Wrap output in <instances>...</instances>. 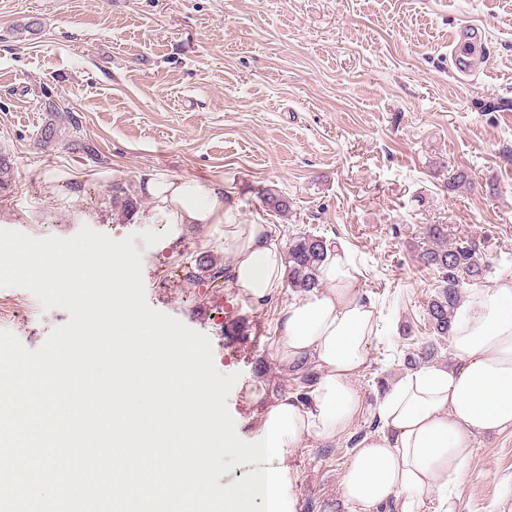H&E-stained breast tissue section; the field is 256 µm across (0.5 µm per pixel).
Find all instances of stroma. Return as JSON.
<instances>
[{
	"label": "stroma",
	"instance_id": "35a3bbf8",
	"mask_svg": "<svg viewBox=\"0 0 512 512\" xmlns=\"http://www.w3.org/2000/svg\"><path fill=\"white\" fill-rule=\"evenodd\" d=\"M486 31L478 72L458 76L448 33ZM51 90L80 121L42 142ZM512 0H0V229L69 238L82 226L121 240L142 230V176L154 171L219 185L245 224H267L280 249L311 232L344 242L364 272L362 294L386 331L356 381L363 409L330 440L286 449L297 512H341L351 439L378 416L382 389L406 372L398 349L433 340L452 363L427 306L438 274L419 258L423 228L487 241L492 277L512 273ZM70 174L46 188V175ZM467 179L456 190L448 181ZM497 193H490V185ZM121 189L133 211L112 200ZM288 200L269 210L265 191ZM224 227L189 225L142 252L153 309L207 335L216 368L239 379L228 408L241 439L257 435L252 399L290 394L275 357L282 304H252L230 283L185 280L191 260L226 263ZM29 291L0 287V329L29 349L66 323ZM459 512L512 503V430L475 437Z\"/></svg>",
	"mask_w": 512,
	"mask_h": 512
}]
</instances>
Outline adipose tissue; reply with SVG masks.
Segmentation results:
<instances>
[{"label":"adipose tissue","instance_id":"adipose-tissue-1","mask_svg":"<svg viewBox=\"0 0 512 512\" xmlns=\"http://www.w3.org/2000/svg\"><path fill=\"white\" fill-rule=\"evenodd\" d=\"M141 191L151 199L144 223L223 225L230 282L253 304L281 294L287 265L269 225L238 221L221 187L151 173ZM361 276L348 247L336 244L319 270L320 287L278 312L277 360L290 370L304 362L315 372L308 402L282 398L296 410L297 441L335 438L361 411L354 380L381 333L380 311L359 292ZM451 347L453 368L407 372L383 395V428L361 439L342 477L348 512H422L432 488L463 480L475 435L512 430V274L476 289L457 310ZM291 481L289 468L280 466L225 489L226 512H250L257 501L264 512H295Z\"/></svg>","mask_w":512,"mask_h":512}]
</instances>
